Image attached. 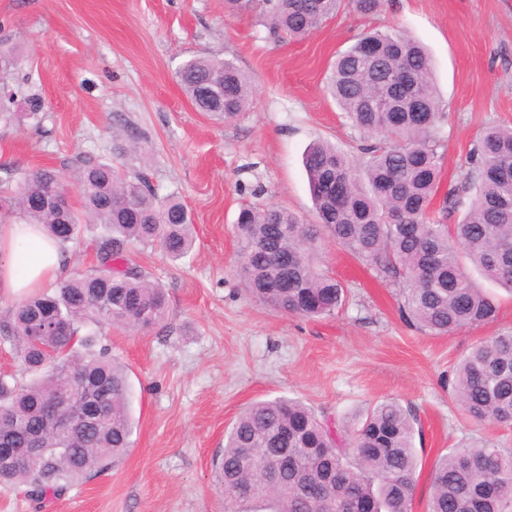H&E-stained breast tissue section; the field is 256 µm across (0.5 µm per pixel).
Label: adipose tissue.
I'll return each instance as SVG.
<instances>
[{
	"instance_id": "adipose-tissue-1",
	"label": "adipose tissue",
	"mask_w": 512,
	"mask_h": 512,
	"mask_svg": "<svg viewBox=\"0 0 512 512\" xmlns=\"http://www.w3.org/2000/svg\"><path fill=\"white\" fill-rule=\"evenodd\" d=\"M61 245L47 239L35 224L17 221L0 226V294L19 297L62 275Z\"/></svg>"
}]
</instances>
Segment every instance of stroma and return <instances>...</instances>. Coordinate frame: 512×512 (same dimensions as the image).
I'll list each match as a JSON object with an SVG mask.
<instances>
[{"label":"stroma","instance_id":"obj_1","mask_svg":"<svg viewBox=\"0 0 512 512\" xmlns=\"http://www.w3.org/2000/svg\"><path fill=\"white\" fill-rule=\"evenodd\" d=\"M372 29L402 31L430 53L445 112L442 179L455 183L481 132L512 125V0H386L370 16L345 0L305 38L280 40L252 15L225 19L224 0H0V41L19 57L0 87L44 103L37 127L23 103L11 105L0 163L53 170L75 205L80 157L144 171L159 196L180 197L195 230L179 260L156 245L130 250L165 288V320L101 337L129 370L132 447L42 506L2 485L0 512H224L214 467L224 434L246 406L278 396L345 427L385 399L415 408L424 453L413 512H425L430 470L448 449L512 448V428L474 422L451 392L461 355L512 332L511 295L493 290V323L434 335L403 317L397 283L325 234L322 266L347 286L330 316L280 313L236 276L240 207L280 206L313 222L308 145L321 138L361 160V135L326 85L336 55ZM196 57L233 61L251 81L249 109L227 122L199 112L176 78ZM133 144L141 151L129 167L118 149Z\"/></svg>","mask_w":512,"mask_h":512}]
</instances>
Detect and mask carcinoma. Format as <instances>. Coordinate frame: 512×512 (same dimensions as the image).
Segmentation results:
<instances>
[{"instance_id": "1", "label": "carcinoma", "mask_w": 512, "mask_h": 512, "mask_svg": "<svg viewBox=\"0 0 512 512\" xmlns=\"http://www.w3.org/2000/svg\"><path fill=\"white\" fill-rule=\"evenodd\" d=\"M342 0H224L225 18L257 15L273 37L303 38L336 15ZM370 41L376 54L360 51ZM200 112L228 121L246 111L251 84L223 58L200 57L177 71ZM328 90L352 127L375 142L355 163L318 140L303 157L317 223L286 208L244 207L235 233L238 272L253 296L303 317L332 314L345 285L319 268L316 242L325 229L378 277L402 284L403 309L423 329L447 335L492 322L497 306L474 270L512 293V126L486 129L461 182L440 194L444 118L426 50L400 32L360 35L333 64ZM80 206L43 204L66 186L49 170L0 167V223L6 216L41 224L67 246L66 222L94 234L97 265L14 303L0 338L21 362V376L0 375V484L25 488L39 502L65 492L120 457L135 428L125 367L98 330H149L165 318L164 288L128 262L135 243L158 244L180 259L194 247V227L178 196L161 199L142 172L122 174L87 159L78 171ZM472 195L461 220L448 216ZM442 196L439 212L430 210ZM452 393L478 423L512 426V333L490 336L457 362ZM103 417L86 418L92 405ZM53 407L81 423L70 433L52 425ZM417 416L394 400L374 405L341 435L332 422L295 398L245 408L224 436L216 481L224 512H412ZM41 448H67L25 459L32 438ZM427 512H512V449L482 444L451 448L431 471Z\"/></svg>"}]
</instances>
